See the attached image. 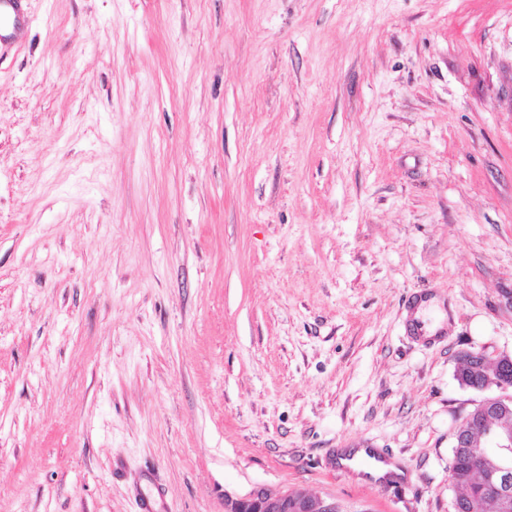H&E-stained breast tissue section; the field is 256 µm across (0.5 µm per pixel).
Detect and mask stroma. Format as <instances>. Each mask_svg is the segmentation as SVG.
<instances>
[{
    "instance_id": "35a3bbf8",
    "label": "stroma",
    "mask_w": 512,
    "mask_h": 512,
    "mask_svg": "<svg viewBox=\"0 0 512 512\" xmlns=\"http://www.w3.org/2000/svg\"><path fill=\"white\" fill-rule=\"evenodd\" d=\"M0 41V512L263 486L452 512L512 354V0H23ZM446 329L408 332L415 297ZM374 448L397 477L337 472Z\"/></svg>"
}]
</instances>
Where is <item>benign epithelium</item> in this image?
<instances>
[{"instance_id":"1","label":"benign epithelium","mask_w":512,"mask_h":512,"mask_svg":"<svg viewBox=\"0 0 512 512\" xmlns=\"http://www.w3.org/2000/svg\"><path fill=\"white\" fill-rule=\"evenodd\" d=\"M460 363L494 371L501 395L487 398L470 411L463 422L478 416L479 437L491 449L493 458L477 472V482L495 512H512V427L496 424L495 417L512 415V381L506 380L512 369V354L492 358L483 351H464ZM224 512H344L331 497L308 495L299 490H271L256 487L242 496L224 497Z\"/></svg>"}]
</instances>
